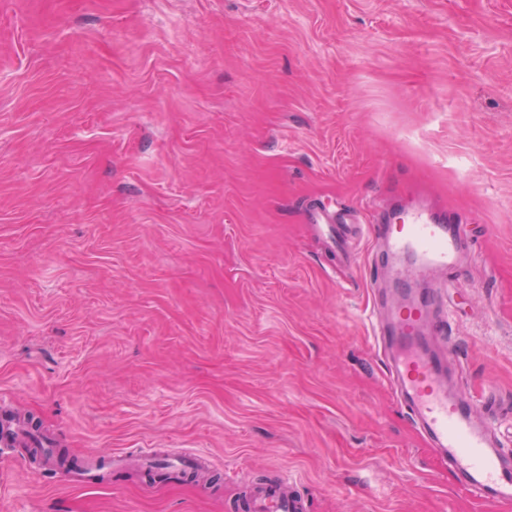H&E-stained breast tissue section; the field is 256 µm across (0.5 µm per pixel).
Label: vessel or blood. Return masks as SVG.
I'll return each instance as SVG.
<instances>
[{"instance_id":"vessel-or-blood-1","label":"vessel or blood","mask_w":512,"mask_h":512,"mask_svg":"<svg viewBox=\"0 0 512 512\" xmlns=\"http://www.w3.org/2000/svg\"><path fill=\"white\" fill-rule=\"evenodd\" d=\"M382 258L374 272L391 284L389 297L372 310L374 336L391 360L392 382L406 412L448 457L460 483L474 496L512 503V454L506 453L492 427L493 391L471 396L448 376L455 342L438 289L414 296L417 282L456 271L471 242L455 213L439 214L424 206L405 211L399 224H378ZM237 512H307L294 485L281 483L253 492L236 503Z\"/></svg>"}]
</instances>
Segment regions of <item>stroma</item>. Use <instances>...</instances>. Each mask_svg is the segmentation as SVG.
Returning <instances> with one entry per match:
<instances>
[{
	"mask_svg": "<svg viewBox=\"0 0 512 512\" xmlns=\"http://www.w3.org/2000/svg\"><path fill=\"white\" fill-rule=\"evenodd\" d=\"M419 195L458 385L512 436V0H0V413L60 457L142 449L197 480L102 483L0 447V512H512L473 498L373 347V235L307 222ZM233 509L241 512H306L307 503L294 485L282 481L280 485H270L263 491L248 494Z\"/></svg>",
	"mask_w": 512,
	"mask_h": 512,
	"instance_id": "35a3bbf8",
	"label": "stroma"
}]
</instances>
